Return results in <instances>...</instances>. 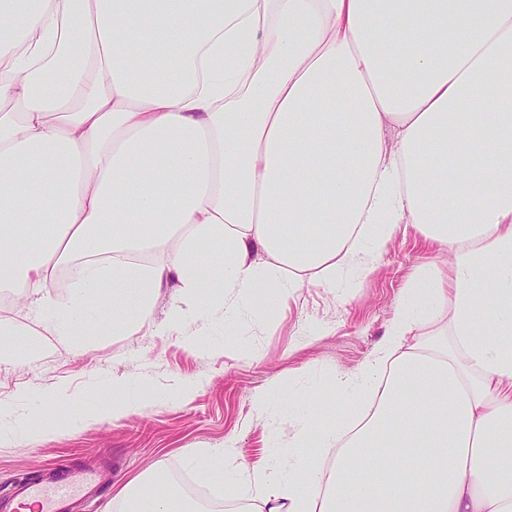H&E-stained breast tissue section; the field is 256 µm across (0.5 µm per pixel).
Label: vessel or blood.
<instances>
[{
  "instance_id": "1",
  "label": "vessel or blood",
  "mask_w": 512,
  "mask_h": 512,
  "mask_svg": "<svg viewBox=\"0 0 512 512\" xmlns=\"http://www.w3.org/2000/svg\"><path fill=\"white\" fill-rule=\"evenodd\" d=\"M94 468H75L42 480H22L0 496V512H25L29 503H37L41 512H72L79 499L90 497L100 484Z\"/></svg>"
}]
</instances>
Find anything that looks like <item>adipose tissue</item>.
I'll use <instances>...</instances> for the list:
<instances>
[{"instance_id":"adipose-tissue-1","label":"adipose tissue","mask_w":512,"mask_h":512,"mask_svg":"<svg viewBox=\"0 0 512 512\" xmlns=\"http://www.w3.org/2000/svg\"><path fill=\"white\" fill-rule=\"evenodd\" d=\"M403 225L450 270L333 380L354 424L246 468L267 512H512V0H0V291L70 273L61 338L274 311ZM153 478L125 512H195Z\"/></svg>"}]
</instances>
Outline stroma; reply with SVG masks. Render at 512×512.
Returning a JSON list of instances; mask_svg holds the SVG:
<instances>
[{
  "instance_id": "1",
  "label": "stroma",
  "mask_w": 512,
  "mask_h": 512,
  "mask_svg": "<svg viewBox=\"0 0 512 512\" xmlns=\"http://www.w3.org/2000/svg\"><path fill=\"white\" fill-rule=\"evenodd\" d=\"M443 260L415 231L399 229L370 258L369 270H348L332 288L300 289L276 313L256 308L229 324L218 317L205 329L190 321L168 330L166 312L184 297L181 289L166 288L133 334H113L106 321L92 336L74 328L66 342L42 321L34 289H18L0 301V320L23 330L21 355L0 363V495L14 481L42 475L54 460L111 467L102 495L80 512H120L119 490L146 482L156 470L185 473L250 503L244 486L231 490L222 479L203 476L195 460L222 448L224 469L234 473L288 450L314 406L333 417L347 414L351 400L332 390L333 379L356 372L382 341L416 268ZM188 381L193 391L180 396ZM58 392L70 398L67 427L51 435L29 431L25 417L46 409ZM260 392L287 402V409L258 415L253 398ZM140 396L148 404L118 421L83 414L104 397Z\"/></svg>"
}]
</instances>
